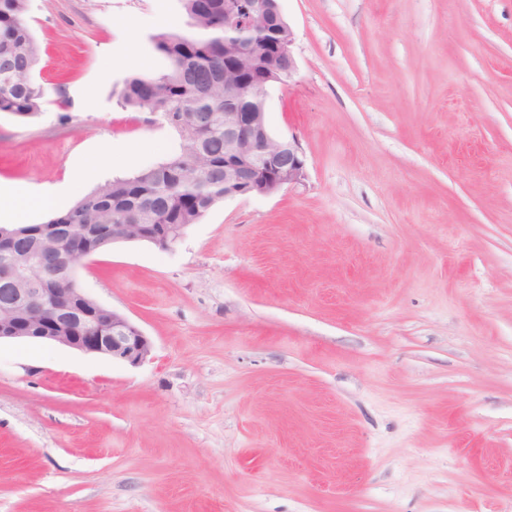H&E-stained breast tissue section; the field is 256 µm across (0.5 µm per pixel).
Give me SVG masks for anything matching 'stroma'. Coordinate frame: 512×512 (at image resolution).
Listing matches in <instances>:
<instances>
[{
  "instance_id": "35a3bbf8",
  "label": "stroma",
  "mask_w": 512,
  "mask_h": 512,
  "mask_svg": "<svg viewBox=\"0 0 512 512\" xmlns=\"http://www.w3.org/2000/svg\"><path fill=\"white\" fill-rule=\"evenodd\" d=\"M279 5L304 179L80 270L144 363L0 344V512H512V0ZM28 22L47 97L0 112V180L77 200L178 151L119 95L181 0Z\"/></svg>"
}]
</instances>
